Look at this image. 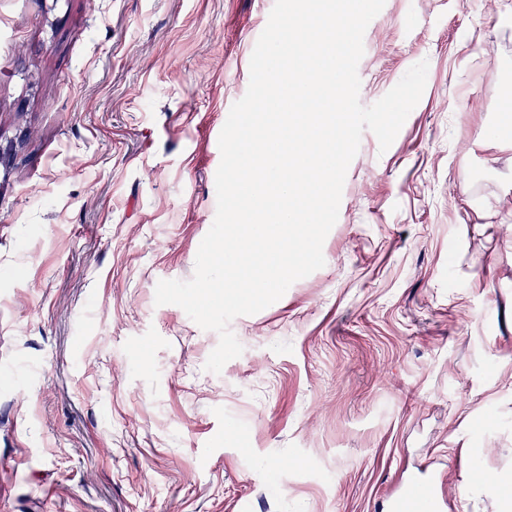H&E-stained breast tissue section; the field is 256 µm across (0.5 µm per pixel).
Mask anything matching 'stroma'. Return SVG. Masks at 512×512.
I'll return each mask as SVG.
<instances>
[{
  "label": "stroma",
  "instance_id": "35a3bbf8",
  "mask_svg": "<svg viewBox=\"0 0 512 512\" xmlns=\"http://www.w3.org/2000/svg\"><path fill=\"white\" fill-rule=\"evenodd\" d=\"M275 0H0V512H512V0H385L325 265L235 318L156 305L216 214ZM443 492L431 475L409 479L401 492L393 496L389 512H438L442 509Z\"/></svg>",
  "mask_w": 512,
  "mask_h": 512
}]
</instances>
